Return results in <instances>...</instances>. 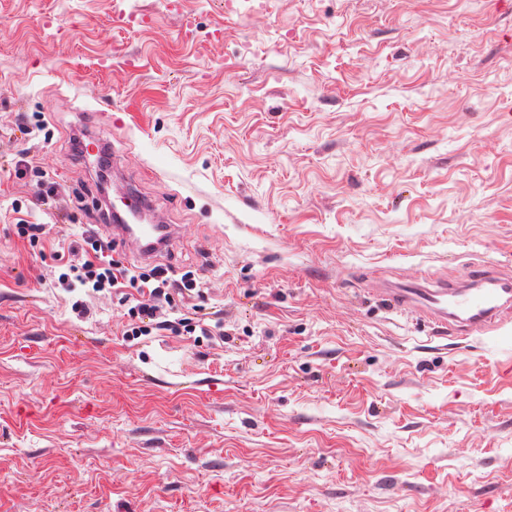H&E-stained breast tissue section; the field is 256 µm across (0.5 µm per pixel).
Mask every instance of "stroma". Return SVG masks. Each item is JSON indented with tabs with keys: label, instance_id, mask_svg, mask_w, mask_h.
<instances>
[{
	"label": "stroma",
	"instance_id": "35a3bbf8",
	"mask_svg": "<svg viewBox=\"0 0 512 512\" xmlns=\"http://www.w3.org/2000/svg\"><path fill=\"white\" fill-rule=\"evenodd\" d=\"M129 186L204 330L177 300L128 338L60 281ZM484 260L512 0H0V512H512V321L447 340L377 294Z\"/></svg>",
	"mask_w": 512,
	"mask_h": 512
}]
</instances>
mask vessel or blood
Wrapping results in <instances>:
<instances>
[{
	"mask_svg": "<svg viewBox=\"0 0 512 512\" xmlns=\"http://www.w3.org/2000/svg\"><path fill=\"white\" fill-rule=\"evenodd\" d=\"M125 207L129 221L116 225V232L151 253L164 225L150 223L148 204L132 200ZM378 295L389 310L435 325L447 338L494 332L512 319V275L485 264L474 267L464 285L413 282L379 289Z\"/></svg>",
	"mask_w": 512,
	"mask_h": 512,
	"instance_id": "obj_1",
	"label": "vessel or blood"
}]
</instances>
